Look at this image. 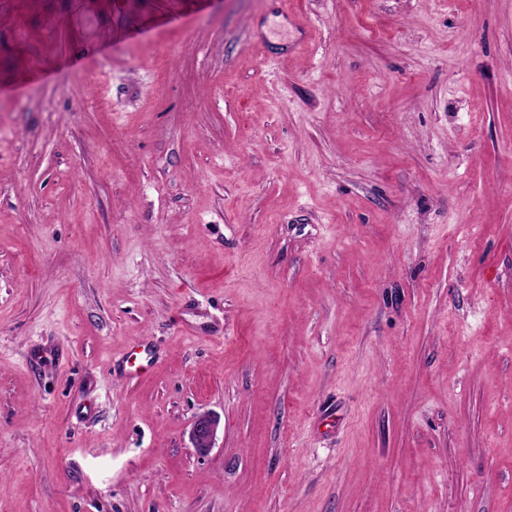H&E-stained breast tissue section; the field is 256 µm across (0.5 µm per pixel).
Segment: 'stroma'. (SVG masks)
I'll return each instance as SVG.
<instances>
[{
  "instance_id": "stroma-1",
  "label": "stroma",
  "mask_w": 512,
  "mask_h": 512,
  "mask_svg": "<svg viewBox=\"0 0 512 512\" xmlns=\"http://www.w3.org/2000/svg\"><path fill=\"white\" fill-rule=\"evenodd\" d=\"M0 512H512V0H0ZM221 419L213 413L199 415L190 430V444L199 457L208 456L215 447Z\"/></svg>"
}]
</instances>
